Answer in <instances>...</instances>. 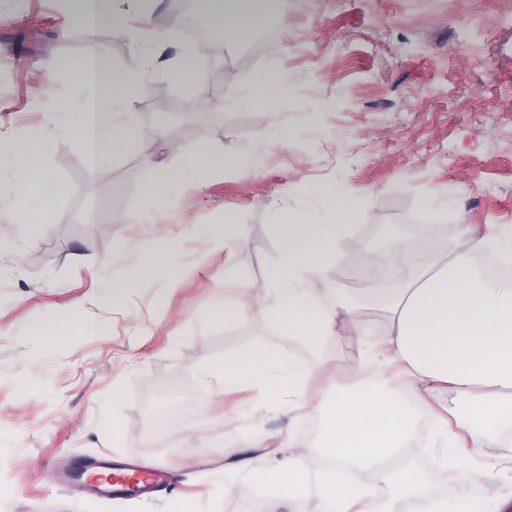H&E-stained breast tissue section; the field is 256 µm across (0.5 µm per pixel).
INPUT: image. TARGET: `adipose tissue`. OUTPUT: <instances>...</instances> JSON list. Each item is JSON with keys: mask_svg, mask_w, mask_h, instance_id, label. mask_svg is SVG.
Returning a JSON list of instances; mask_svg holds the SVG:
<instances>
[{"mask_svg": "<svg viewBox=\"0 0 512 512\" xmlns=\"http://www.w3.org/2000/svg\"><path fill=\"white\" fill-rule=\"evenodd\" d=\"M206 3L227 34L247 36L267 24L258 0ZM151 7V0H79L73 15L89 29L104 19L120 28L130 11L145 18ZM60 72L76 80L77 110H57L54 132L79 139L92 175L107 154L128 148L129 111L142 84L133 73L109 66L93 52L65 63ZM285 91L282 77L264 70L253 75L251 89L238 105L272 109ZM44 144L43 134L34 131L24 144L0 157V168L15 188L13 209L22 224L48 223L59 193L43 165ZM223 165V158L199 148L179 168L158 169L146 198L154 207L168 206L170 187L198 168ZM309 192L323 201V208L279 212L285 242L275 276L267 287L225 303L223 316L262 319L275 332L316 349L334 339L341 318L356 314L355 298L339 290L327 297L307 283L341 258L347 223L359 207L341 199L332 187L313 185ZM492 248L512 259V238H474L469 250L447 256L430 241L396 239L392 287L365 295L386 309L387 326L373 341L367 329L356 330L359 358L385 357L411 378L414 388L439 400L438 431L431 445L457 471L467 467L468 452L496 447L512 432V280L490 283L471 259ZM206 372L215 379L260 381L271 398L284 397L293 405L301 404L309 379L305 370L286 365L267 345L225 357ZM450 392L455 398L444 404L442 398ZM415 431L413 412L386 385L354 384L337 391L321 423L319 446L334 463L369 472L370 481L339 484L332 473L312 474L296 454L259 471L258 477L285 499L317 490L322 512H469L468 504L423 494L420 475L408 460Z\"/></svg>", "mask_w": 512, "mask_h": 512, "instance_id": "obj_1", "label": "adipose tissue"}]
</instances>
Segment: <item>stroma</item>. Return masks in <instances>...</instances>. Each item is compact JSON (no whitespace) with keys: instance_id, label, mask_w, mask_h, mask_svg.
I'll return each instance as SVG.
<instances>
[{"instance_id":"1","label":"stroma","mask_w":512,"mask_h":512,"mask_svg":"<svg viewBox=\"0 0 512 512\" xmlns=\"http://www.w3.org/2000/svg\"><path fill=\"white\" fill-rule=\"evenodd\" d=\"M263 8L266 31L224 40V82L213 87L202 75L171 76L188 44L180 24L158 25L172 0L153 10L158 57L149 66L109 26L92 40L80 34L59 0H0V139L49 128L45 101H73L62 61L93 51L145 85L131 109L130 149L108 156L95 178L77 138H48L44 165L60 193L39 231L17 223L11 185L0 183V512H168L183 498L201 512H251L252 501L225 495L228 484L251 486L272 512H321L316 493L285 500L256 473L286 453L323 471L320 425L337 387L401 374L355 362L357 326H386L376 305H359L357 321L340 322L317 352L262 320L216 318L240 283L259 287L276 272L278 211L317 207L312 184L362 203L342 259L308 282L321 294L370 287L352 248L366 229L395 225L416 240L430 223L452 229L460 247L461 226L475 238L512 228V0H265ZM261 69L284 79L278 106L235 107ZM202 144L225 157L224 169H198L171 190V205L151 207L157 168L180 167ZM427 200L441 208L435 217L422 210ZM228 217L238 237L230 253L210 233ZM161 237L172 245L162 273L138 275L133 256ZM49 312L77 315L93 331L46 343L37 329ZM267 343L308 371L304 407L267 401L262 384L205 377L208 364ZM411 399L428 422L412 443L427 488L452 503L512 494V446L482 449L476 479L448 480L426 446L435 402ZM175 404L182 424L159 430ZM70 457L134 461L171 482L149 499L104 498L59 482L51 468Z\"/></svg>"}]
</instances>
